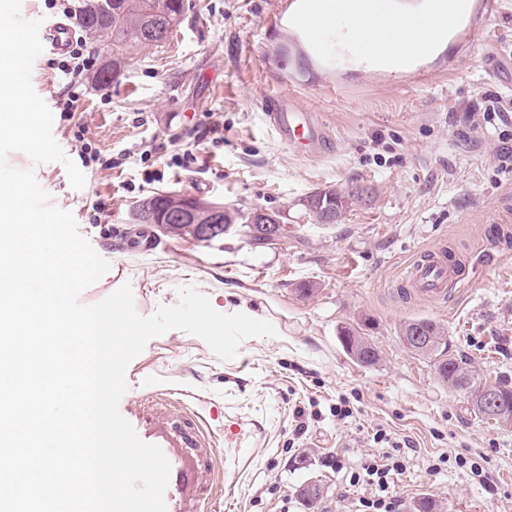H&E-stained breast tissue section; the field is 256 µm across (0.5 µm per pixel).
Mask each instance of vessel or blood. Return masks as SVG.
I'll list each match as a JSON object with an SVG mask.
<instances>
[{"mask_svg":"<svg viewBox=\"0 0 512 512\" xmlns=\"http://www.w3.org/2000/svg\"><path fill=\"white\" fill-rule=\"evenodd\" d=\"M39 35L45 50L57 54L67 52L74 38L72 28L64 23L41 25ZM271 104L267 119L284 144L307 146L318 139L312 113L283 109L276 97ZM403 279L423 299L443 301L459 276L446 252L430 250L413 261ZM130 422L143 441L161 447L171 465L165 495L167 512H201L208 484L199 454L206 440L200 427L176 425L160 403L136 410Z\"/></svg>","mask_w":512,"mask_h":512,"instance_id":"vessel-or-blood-1","label":"vessel or blood"}]
</instances>
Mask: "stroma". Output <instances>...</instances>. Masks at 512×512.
<instances>
[{
	"mask_svg": "<svg viewBox=\"0 0 512 512\" xmlns=\"http://www.w3.org/2000/svg\"><path fill=\"white\" fill-rule=\"evenodd\" d=\"M187 3L169 42L132 48L109 88L87 84L75 112L55 114L67 158L98 156L83 189L62 163L9 156L35 167L52 204L111 264L81 304L127 283L149 315L192 285L218 312L245 310L277 330L228 361L181 331L152 338L127 369L120 412L164 393L178 416L202 418L217 512H348L361 495L351 472L389 449L373 441L380 430L406 448L394 482L401 512L424 499L438 512H512V427L476 415L401 340L405 321L431 319L480 377L512 382V171L502 164L512 118L477 126L468 116L486 97L512 98V0L467 13L444 47L405 71L343 58L329 36L313 52L285 22L293 0ZM272 95L313 113L332 149L283 144L264 117ZM177 148L194 162L171 165ZM352 188L361 195L338 223H317L303 205L312 191ZM165 192L280 212L288 234L264 246L241 233L205 244L132 221L140 200ZM434 248L466 275L440 303L401 282ZM351 326L377 347L375 366L344 351L339 332ZM340 405L348 418H337ZM310 483L322 488L312 509L299 495Z\"/></svg>",
	"mask_w": 512,
	"mask_h": 512,
	"instance_id": "35a3bbf8",
	"label": "stroma"
}]
</instances>
